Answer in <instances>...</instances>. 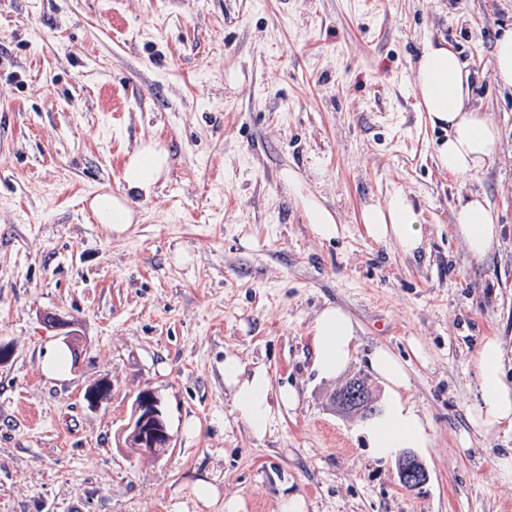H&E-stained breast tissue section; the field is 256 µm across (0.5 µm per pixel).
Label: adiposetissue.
<instances>
[{
	"label": "adipose tissue",
	"mask_w": 512,
	"mask_h": 512,
	"mask_svg": "<svg viewBox=\"0 0 512 512\" xmlns=\"http://www.w3.org/2000/svg\"><path fill=\"white\" fill-rule=\"evenodd\" d=\"M414 75L421 111L426 112L432 125L447 133L436 147L439 167L458 177L487 168L500 143V131L487 113L472 105V77L456 52L445 42H427ZM168 171L169 152L164 144L157 140L141 143L124 164L123 193L102 191L91 198L89 207L97 222L115 234L126 232L136 220L132 195L150 197ZM282 178L300 197L313 234L323 240L336 238L339 225L334 213L305 192L293 170L283 171ZM361 220L372 239L395 240L405 254L415 255L424 245L420 214L404 194H393L383 204L365 205ZM454 220L471 259L483 262L500 235L497 216L486 198L473 194L462 200ZM356 328L352 316L340 307L329 305L316 314L310 345L313 365L321 377H336L347 368L356 351ZM504 359L503 345L495 336L484 339L474 359L477 390L469 422L475 430L487 434H512V385L503 379ZM368 364L384 385L386 397L382 412L359 427L367 447L380 458L400 448L430 447L428 424L409 396L410 376L404 361L391 349L380 346L371 353ZM224 386L239 419L258 439L277 426L284 410L299 403L294 387L274 386L265 368L247 367L235 355L224 357Z\"/></svg>",
	"instance_id": "1"
}]
</instances>
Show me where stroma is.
I'll return each mask as SVG.
<instances>
[{
    "mask_svg": "<svg viewBox=\"0 0 512 512\" xmlns=\"http://www.w3.org/2000/svg\"><path fill=\"white\" fill-rule=\"evenodd\" d=\"M511 26L512 0H0V512H224L230 498L278 512L288 492L307 512H512L494 465L512 436L468 421L485 337L503 341L512 384V92L491 70ZM439 38L501 130L465 180L438 167L443 133L418 108L413 66ZM149 139L169 172L112 234L87 200L122 193ZM286 169L335 212V239L313 235ZM396 191L421 214L412 257L361 222ZM476 192L501 226L480 264L453 220ZM328 304L357 322L358 347L321 379L309 329ZM68 332L86 345L76 363ZM378 346L407 362L430 424L414 490L332 401L356 378L382 394ZM228 354L299 392L263 439L235 419ZM102 379L111 397L89 406ZM145 389L172 437L160 458L119 444Z\"/></svg>",
    "mask_w": 512,
    "mask_h": 512,
    "instance_id": "stroma-1",
    "label": "stroma"
}]
</instances>
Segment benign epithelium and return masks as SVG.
Returning a JSON list of instances; mask_svg holds the SVG:
<instances>
[{
    "mask_svg": "<svg viewBox=\"0 0 512 512\" xmlns=\"http://www.w3.org/2000/svg\"><path fill=\"white\" fill-rule=\"evenodd\" d=\"M112 394V387L102 381L87 390L86 401L92 407L102 403ZM337 407L348 413L364 418L375 415L378 407L368 389L359 385H348L336 394ZM126 443L131 448H147L156 457H162L171 447L172 437L155 393L145 389L139 393L133 414L125 428ZM399 481L418 488L426 483L429 474L422 462L409 452L398 460Z\"/></svg>",
    "mask_w": 512,
    "mask_h": 512,
    "instance_id": "benign-epithelium-1",
    "label": "benign epithelium"
}]
</instances>
